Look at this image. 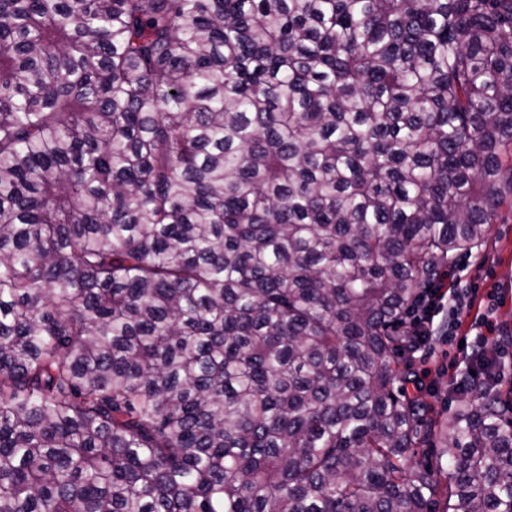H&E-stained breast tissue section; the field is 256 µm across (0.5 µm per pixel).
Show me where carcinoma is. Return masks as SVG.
Returning <instances> with one entry per match:
<instances>
[{"instance_id":"cac0c4a2","label":"carcinoma","mask_w":512,"mask_h":512,"mask_svg":"<svg viewBox=\"0 0 512 512\" xmlns=\"http://www.w3.org/2000/svg\"><path fill=\"white\" fill-rule=\"evenodd\" d=\"M504 208L512 0H0V512H512L406 327Z\"/></svg>"}]
</instances>
